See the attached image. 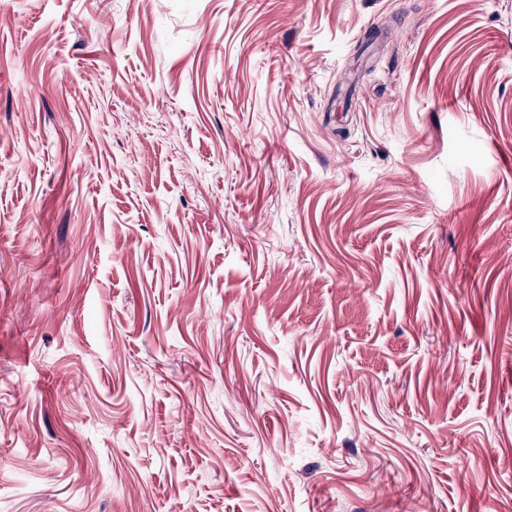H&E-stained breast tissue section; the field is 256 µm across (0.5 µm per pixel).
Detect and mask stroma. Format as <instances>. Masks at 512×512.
<instances>
[{"instance_id":"35a3bbf8","label":"stroma","mask_w":512,"mask_h":512,"mask_svg":"<svg viewBox=\"0 0 512 512\" xmlns=\"http://www.w3.org/2000/svg\"><path fill=\"white\" fill-rule=\"evenodd\" d=\"M512 0H0V512H505Z\"/></svg>"}]
</instances>
